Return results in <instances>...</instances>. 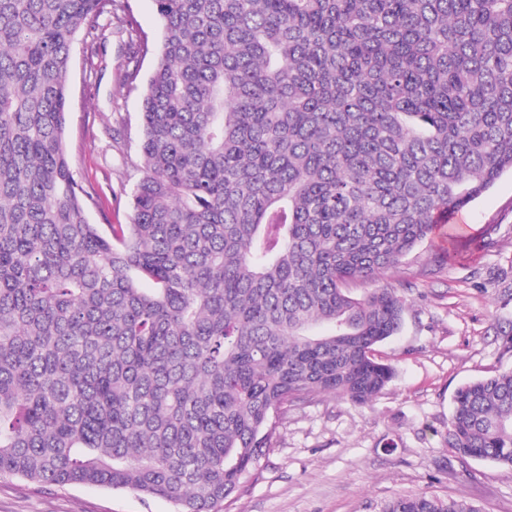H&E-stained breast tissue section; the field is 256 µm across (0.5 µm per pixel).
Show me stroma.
<instances>
[{
  "label": "stroma",
  "mask_w": 512,
  "mask_h": 512,
  "mask_svg": "<svg viewBox=\"0 0 512 512\" xmlns=\"http://www.w3.org/2000/svg\"><path fill=\"white\" fill-rule=\"evenodd\" d=\"M153 0H124L72 52L66 144L91 223H128L141 177V102L159 57ZM399 334L377 348L395 378L369 404L288 401L259 477L226 512H386L398 497L463 498L512 512V468L462 457L446 433L463 384L512 370V173L415 246L397 274ZM0 512H173L161 498L0 478Z\"/></svg>",
  "instance_id": "obj_1"
}]
</instances>
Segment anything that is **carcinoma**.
Returning a JSON list of instances; mask_svg holds the SVG:
<instances>
[{"instance_id":"cac0c4a2","label":"carcinoma","mask_w":512,"mask_h":512,"mask_svg":"<svg viewBox=\"0 0 512 512\" xmlns=\"http://www.w3.org/2000/svg\"><path fill=\"white\" fill-rule=\"evenodd\" d=\"M117 2L0 0V477L221 512L288 400L392 381L384 277L512 172V0H154L143 176L104 228L68 73ZM448 447L512 467L511 370L457 389Z\"/></svg>"}]
</instances>
